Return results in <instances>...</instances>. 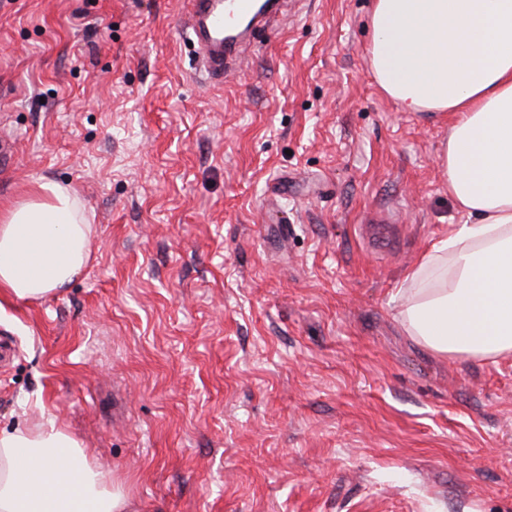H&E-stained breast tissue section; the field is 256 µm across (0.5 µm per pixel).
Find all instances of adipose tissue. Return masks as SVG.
<instances>
[{
	"label": "adipose tissue",
	"mask_w": 512,
	"mask_h": 512,
	"mask_svg": "<svg viewBox=\"0 0 512 512\" xmlns=\"http://www.w3.org/2000/svg\"><path fill=\"white\" fill-rule=\"evenodd\" d=\"M375 78L406 112H446L438 156L466 221L406 276L399 318L441 356L512 352V0H373ZM94 229L60 184L0 206V295L37 301L84 270ZM0 512H133L54 419L0 431Z\"/></svg>",
	"instance_id": "ef3b65f1"
}]
</instances>
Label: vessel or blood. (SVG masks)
<instances>
[{"instance_id":"1","label":"vessel or blood","mask_w":512,"mask_h":512,"mask_svg":"<svg viewBox=\"0 0 512 512\" xmlns=\"http://www.w3.org/2000/svg\"><path fill=\"white\" fill-rule=\"evenodd\" d=\"M288 9L286 0H188L181 25L196 41L207 79L220 80L242 65L254 33L269 27Z\"/></svg>"}]
</instances>
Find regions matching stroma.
<instances>
[{"instance_id":"1","label":"stroma","mask_w":512,"mask_h":512,"mask_svg":"<svg viewBox=\"0 0 512 512\" xmlns=\"http://www.w3.org/2000/svg\"><path fill=\"white\" fill-rule=\"evenodd\" d=\"M371 4L298 0L210 83L181 0H0V202L44 178L95 227L64 292L0 300V430L54 418L135 512H512V353L398 316L464 218Z\"/></svg>"}]
</instances>
